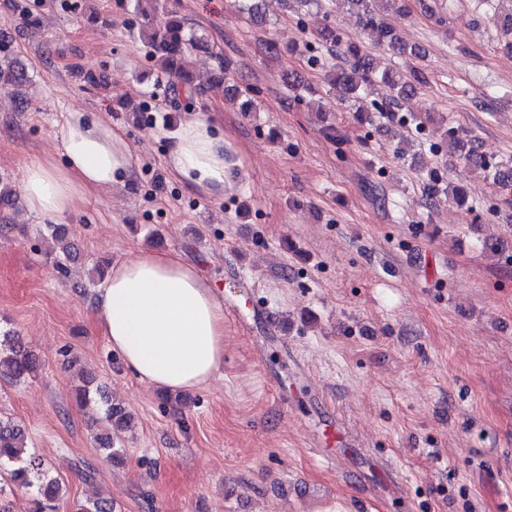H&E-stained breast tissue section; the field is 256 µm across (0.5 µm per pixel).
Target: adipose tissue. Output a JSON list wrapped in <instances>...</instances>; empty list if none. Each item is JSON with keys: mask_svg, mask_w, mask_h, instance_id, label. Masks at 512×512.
<instances>
[{"mask_svg": "<svg viewBox=\"0 0 512 512\" xmlns=\"http://www.w3.org/2000/svg\"><path fill=\"white\" fill-rule=\"evenodd\" d=\"M57 138L63 160L47 155L25 166L22 192L30 212L61 222L96 191L129 179L133 151L110 124L68 113ZM168 166L194 190L221 196L239 161L203 115L183 121ZM94 321L137 378L172 390L210 381L224 363V304L197 269L175 254L142 251L111 265Z\"/></svg>", "mask_w": 512, "mask_h": 512, "instance_id": "1", "label": "adipose tissue"}]
</instances>
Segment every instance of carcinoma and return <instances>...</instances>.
<instances>
[{
    "instance_id": "obj_1",
    "label": "carcinoma",
    "mask_w": 512,
    "mask_h": 512,
    "mask_svg": "<svg viewBox=\"0 0 512 512\" xmlns=\"http://www.w3.org/2000/svg\"><path fill=\"white\" fill-rule=\"evenodd\" d=\"M358 15L360 33L377 47L388 48L401 56H414V52L401 45L385 19L372 5L379 4L384 11H401L404 5L401 0H342ZM135 8L143 17L141 31L144 32L147 47L156 61L160 74L168 79V88L173 92V104L192 105L205 94L204 84L198 82L184 65L185 57L199 50H210L218 60V69L226 70L222 52L211 42L209 35L186 25L183 17L169 10H159V0H136ZM163 13L160 23H154L156 13ZM322 46L336 60L330 77V85L339 91L342 100L353 102L367 95L370 87L380 79L388 83L394 91L392 98L385 103H373L371 113L365 120L373 123L380 119L398 118L406 124L414 126L415 132L421 131V122L403 114L402 99L414 84H423L425 75L414 65L413 60L404 62L398 70L383 73L377 72L372 65L370 55L364 46L356 41H343L336 28L324 25L317 33ZM10 50L0 46V92L7 93L23 79V73L10 65ZM255 91L250 87L228 85L225 96L230 100L243 99L245 104L254 105L252 95ZM444 148L459 151V157L470 168L484 172L485 177L497 185H502V172L509 168L504 163L491 162L479 154L475 147L468 144L463 130L450 126L446 131ZM445 189L437 172L430 174L425 183L424 193L429 205H436L438 198ZM40 364L35 354L24 348L21 342L5 333L0 336V379L12 383H21L39 370ZM105 419L112 427L123 429L129 426V415L120 407L109 404L105 409ZM7 467L10 482L17 490H35L31 512H58L65 491L56 478L49 475L42 460L28 451L24 430L11 422L0 420V468ZM110 499H90L78 505L74 512H112Z\"/></svg>"
}]
</instances>
